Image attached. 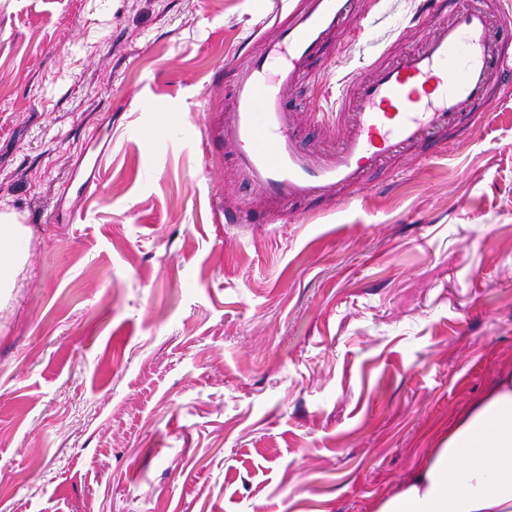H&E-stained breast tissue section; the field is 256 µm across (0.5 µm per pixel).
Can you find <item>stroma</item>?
<instances>
[{
	"mask_svg": "<svg viewBox=\"0 0 512 512\" xmlns=\"http://www.w3.org/2000/svg\"><path fill=\"white\" fill-rule=\"evenodd\" d=\"M363 2L327 84L422 40V0ZM283 6L0 0V512H375L512 372V96L225 223L227 67ZM263 211L242 209L237 205L224 203V221L228 224H261ZM28 228L13 212L0 211V289L13 288L16 271L22 268L27 255Z\"/></svg>",
	"mask_w": 512,
	"mask_h": 512,
	"instance_id": "1",
	"label": "stroma"
}]
</instances>
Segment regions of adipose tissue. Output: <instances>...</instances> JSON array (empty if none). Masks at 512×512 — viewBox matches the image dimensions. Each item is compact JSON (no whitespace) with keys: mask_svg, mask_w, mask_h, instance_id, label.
Returning <instances> with one entry per match:
<instances>
[{"mask_svg":"<svg viewBox=\"0 0 512 512\" xmlns=\"http://www.w3.org/2000/svg\"><path fill=\"white\" fill-rule=\"evenodd\" d=\"M28 230L0 211V289L14 285ZM375 512H512V373L473 403L439 448Z\"/></svg>","mask_w":512,"mask_h":512,"instance_id":"1","label":"adipose tissue"}]
</instances>
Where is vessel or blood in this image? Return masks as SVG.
Here are the masks:
<instances>
[{
    "instance_id": "obj_1",
    "label": "vessel or blood",
    "mask_w": 512,
    "mask_h": 512,
    "mask_svg": "<svg viewBox=\"0 0 512 512\" xmlns=\"http://www.w3.org/2000/svg\"><path fill=\"white\" fill-rule=\"evenodd\" d=\"M438 0H424L420 46L380 55L342 85L331 113V147L310 145L286 97L300 82H319L315 62L356 14L358 0H290L275 34L260 39L232 85L221 136L246 183L269 211L366 188L370 175L447 136L467 113L489 117L496 99L512 92V0L494 9L455 0L450 20L434 23Z\"/></svg>"
}]
</instances>
